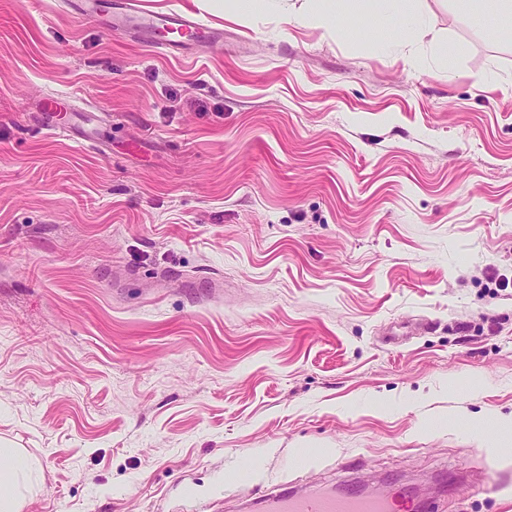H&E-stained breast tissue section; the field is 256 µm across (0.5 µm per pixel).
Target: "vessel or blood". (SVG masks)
<instances>
[{"label": "vessel or blood", "mask_w": 512, "mask_h": 512, "mask_svg": "<svg viewBox=\"0 0 512 512\" xmlns=\"http://www.w3.org/2000/svg\"><path fill=\"white\" fill-rule=\"evenodd\" d=\"M71 13L96 20L109 33L145 31L153 34L156 47L180 52L191 45L223 42L224 32L200 22L193 14L170 12L158 14L141 8L138 0H66ZM69 100L47 97L41 102L48 130L73 137L71 126L56 122L54 115L70 108ZM403 495L393 490L366 494L353 489L331 494L310 493L288 485H277L258 498L246 500V512H397Z\"/></svg>", "instance_id": "obj_1"}]
</instances>
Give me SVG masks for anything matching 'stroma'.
<instances>
[{
    "label": "stroma",
    "instance_id": "stroma-1",
    "mask_svg": "<svg viewBox=\"0 0 512 512\" xmlns=\"http://www.w3.org/2000/svg\"><path fill=\"white\" fill-rule=\"evenodd\" d=\"M171 55L0 0V440L24 512H243L343 463L512 512V39L459 0L396 48L303 0ZM452 45L462 53L447 54ZM89 110L111 152L40 103ZM41 107L43 115L47 118L45 123L46 129L64 137L74 138V132L71 126L67 125V123L54 122L50 119L61 109H67L70 112L73 109V105L69 100L60 97H45L41 101ZM38 473L34 458L8 442H0V512H22Z\"/></svg>",
    "mask_w": 512,
    "mask_h": 512
}]
</instances>
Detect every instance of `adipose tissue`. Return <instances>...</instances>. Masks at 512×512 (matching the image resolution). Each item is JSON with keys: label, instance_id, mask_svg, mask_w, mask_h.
I'll return each instance as SVG.
<instances>
[{"label": "adipose tissue", "instance_id": "obj_1", "mask_svg": "<svg viewBox=\"0 0 512 512\" xmlns=\"http://www.w3.org/2000/svg\"><path fill=\"white\" fill-rule=\"evenodd\" d=\"M380 9L399 13L411 30L423 24L422 0H339L338 4L323 5L319 0H304L299 13L301 21L308 24L329 26L336 22L337 8ZM37 463L22 449L7 442H0V512H22L33 492L37 479Z\"/></svg>", "mask_w": 512, "mask_h": 512}]
</instances>
